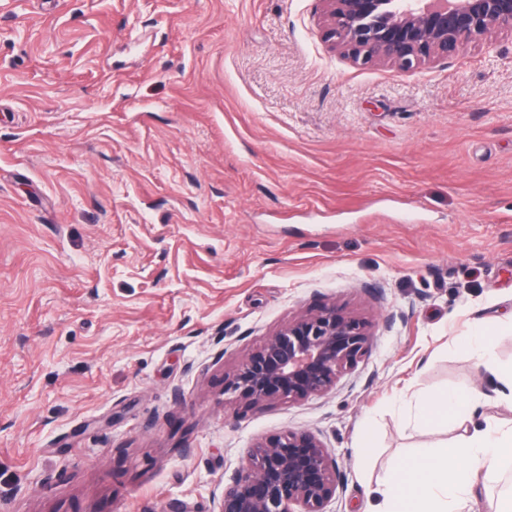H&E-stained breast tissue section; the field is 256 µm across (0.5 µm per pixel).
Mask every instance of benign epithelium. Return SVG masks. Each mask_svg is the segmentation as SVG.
I'll use <instances>...</instances> for the list:
<instances>
[{"mask_svg": "<svg viewBox=\"0 0 512 512\" xmlns=\"http://www.w3.org/2000/svg\"><path fill=\"white\" fill-rule=\"evenodd\" d=\"M336 49L403 70L445 58L466 42L512 30V0H324ZM370 324L336 304L282 326L224 374V402L250 408L328 392L367 353ZM340 470L306 431L256 443L224 486L216 512H326Z\"/></svg>", "mask_w": 512, "mask_h": 512, "instance_id": "obj_1", "label": "benign epithelium"}]
</instances>
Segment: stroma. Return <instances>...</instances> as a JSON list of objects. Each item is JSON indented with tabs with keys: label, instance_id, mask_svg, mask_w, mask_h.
I'll use <instances>...</instances> for the list:
<instances>
[{
	"label": "stroma",
	"instance_id": "35a3bbf8",
	"mask_svg": "<svg viewBox=\"0 0 512 512\" xmlns=\"http://www.w3.org/2000/svg\"><path fill=\"white\" fill-rule=\"evenodd\" d=\"M327 31L324 0H0V512H212L287 431L365 512L460 433L400 407L475 387L512 422L461 345L512 313V32L403 71ZM329 302L372 323L356 368L225 405Z\"/></svg>",
	"mask_w": 512,
	"mask_h": 512
}]
</instances>
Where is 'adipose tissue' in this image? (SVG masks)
<instances>
[{"label": "adipose tissue", "mask_w": 512, "mask_h": 512, "mask_svg": "<svg viewBox=\"0 0 512 512\" xmlns=\"http://www.w3.org/2000/svg\"><path fill=\"white\" fill-rule=\"evenodd\" d=\"M512 333V319L495 326H476L466 345L488 372L512 390V367L498 364L492 341ZM479 399L474 389L430 396L417 406L416 417L426 427L454 423L462 432L452 441L423 448L408 462L376 482L368 512H463L479 480H494L512 472V425L485 419L483 426L471 421Z\"/></svg>", "instance_id": "adipose-tissue-1"}]
</instances>
